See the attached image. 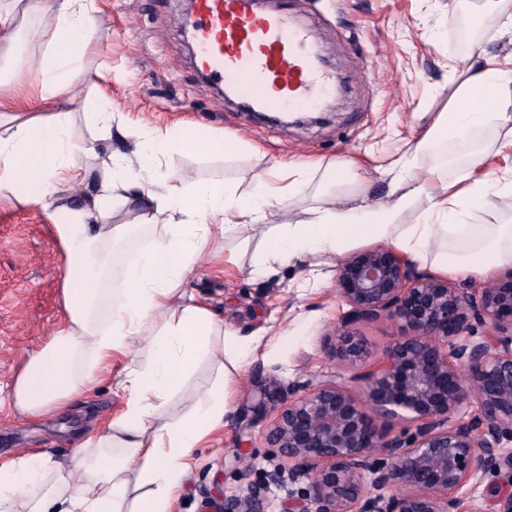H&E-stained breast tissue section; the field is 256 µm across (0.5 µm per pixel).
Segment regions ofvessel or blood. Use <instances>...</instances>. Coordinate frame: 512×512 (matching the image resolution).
<instances>
[{
  "label": "vessel or blood",
  "mask_w": 512,
  "mask_h": 512,
  "mask_svg": "<svg viewBox=\"0 0 512 512\" xmlns=\"http://www.w3.org/2000/svg\"><path fill=\"white\" fill-rule=\"evenodd\" d=\"M193 25L201 68L256 111L315 109L334 91L313 30L294 24L289 10L263 13L251 0H195Z\"/></svg>",
  "instance_id": "1"
}]
</instances>
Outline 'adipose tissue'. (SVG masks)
<instances>
[{"label": "adipose tissue", "mask_w": 512, "mask_h": 512, "mask_svg": "<svg viewBox=\"0 0 512 512\" xmlns=\"http://www.w3.org/2000/svg\"><path fill=\"white\" fill-rule=\"evenodd\" d=\"M23 13L48 12L47 29L14 26L13 12L0 13V70L27 68L17 46L25 38L45 42L40 77L49 100L70 98L69 69L91 47L96 0H12ZM449 111L438 113L406 152L384 171L387 193L375 203L344 207L325 202L309 219L283 224L288 200L300 194L309 167L288 166L287 185L269 172L254 176L250 200L219 181L161 185L156 159L177 150L172 129L144 127L133 153L137 165L107 163L101 193L89 210L67 211L57 232L66 258L64 318L51 339L32 352L16 380V412L31 421L57 414L105 380L125 399L116 419L81 440L85 453L64 466L45 454H21L0 462V512H173L189 470L193 448L224 426L225 377H218L182 415L165 420L162 410L200 365L222 357L241 362L252 339L228 333L198 303L184 281L208 246L242 226L261 229L263 249L250 269L264 276L274 265L303 253L341 256L353 241L392 244L412 261H426L432 242L451 244L449 276L482 277L512 264V224H465L467 209L512 213V174L490 186L476 180L455 188L441 168L419 159L445 140H468L486 126L498 132L497 152L512 156V61L480 56L465 69ZM71 115L58 110L0 114V198L49 208L60 183L82 169L70 141ZM135 188L150 201L138 225L159 224L163 235L150 248L129 254L111 279L105 243L123 240L130 225L111 223L113 203ZM427 206L420 217L418 201ZM142 351L147 359L112 372L114 354Z\"/></svg>", "instance_id": "obj_1"}]
</instances>
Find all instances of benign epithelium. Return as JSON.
<instances>
[{
	"instance_id": "benign-epithelium-1",
	"label": "benign epithelium",
	"mask_w": 512,
	"mask_h": 512,
	"mask_svg": "<svg viewBox=\"0 0 512 512\" xmlns=\"http://www.w3.org/2000/svg\"><path fill=\"white\" fill-rule=\"evenodd\" d=\"M338 284L350 310L333 351L353 373L288 398L267 433L288 470L266 472V484L285 473L307 481L314 512H485L473 487L494 474L495 512H512V269L487 286L450 282L379 246L344 260ZM380 318L411 335L368 368L356 325ZM369 407L415 431L376 429ZM379 450L390 466L374 465ZM393 485L410 490L385 495ZM206 512H265L261 488L248 484Z\"/></svg>"
}]
</instances>
